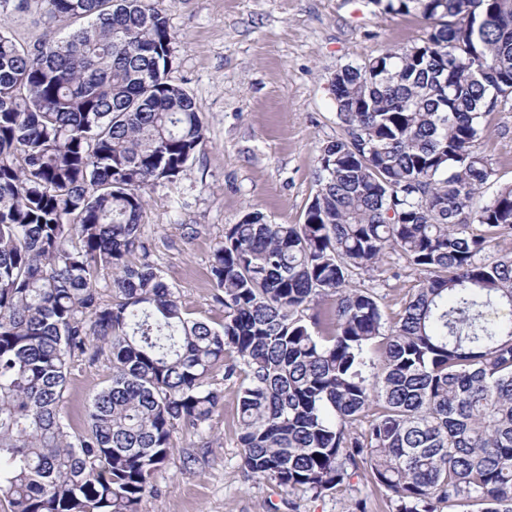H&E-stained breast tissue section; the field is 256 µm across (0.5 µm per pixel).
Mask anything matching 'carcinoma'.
<instances>
[{"label": "carcinoma", "instance_id": "obj_1", "mask_svg": "<svg viewBox=\"0 0 512 512\" xmlns=\"http://www.w3.org/2000/svg\"><path fill=\"white\" fill-rule=\"evenodd\" d=\"M38 2L75 28L29 47L0 30L4 512H139L227 381L252 477L319 496L361 471L396 512H512V257H485L512 238V184L477 203L476 145L512 100V0H372L425 36L332 78L340 132L303 223L224 226L217 327L147 261L146 197L206 138L168 79L167 19L149 0ZM391 256L420 276L394 323L365 284ZM102 356L112 382L74 429L68 379Z\"/></svg>", "mask_w": 512, "mask_h": 512}]
</instances>
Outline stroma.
Listing matches in <instances>:
<instances>
[{
    "label": "stroma",
    "mask_w": 512,
    "mask_h": 512,
    "mask_svg": "<svg viewBox=\"0 0 512 512\" xmlns=\"http://www.w3.org/2000/svg\"><path fill=\"white\" fill-rule=\"evenodd\" d=\"M175 36L170 78L195 97L207 126L202 153L175 187L159 186L142 215L150 259L177 288L195 317L224 320L213 300L211 255L224 227L249 211L276 224L302 223L317 187L321 146L335 137L336 105L329 84L337 70L388 48L418 42L427 24L415 12L380 14L371 0H150ZM4 25L21 45L46 29L65 36L69 20L48 21L36 7L9 11ZM480 151L493 171L482 190L490 197L512 183V105L485 119ZM197 233L187 238L183 225ZM387 319H395L419 276L394 259L373 273ZM106 359L82 364L69 378L62 413L74 427L86 421L92 397L111 382ZM236 388L224 385V405L210 434L187 429L152 479L140 512H395L384 490L363 475L322 495L285 494L241 466L235 431ZM195 463L184 465L187 455Z\"/></svg>",
    "instance_id": "obj_1"
}]
</instances>
